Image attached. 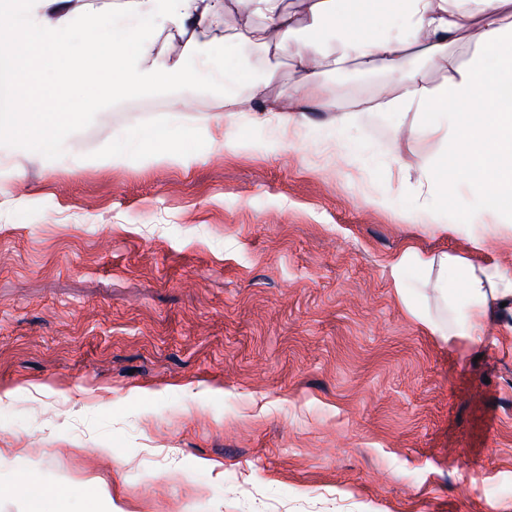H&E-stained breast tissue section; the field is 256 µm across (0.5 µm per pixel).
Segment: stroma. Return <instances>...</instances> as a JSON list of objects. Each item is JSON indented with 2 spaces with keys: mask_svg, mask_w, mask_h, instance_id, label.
Here are the masks:
<instances>
[{
  "mask_svg": "<svg viewBox=\"0 0 512 512\" xmlns=\"http://www.w3.org/2000/svg\"><path fill=\"white\" fill-rule=\"evenodd\" d=\"M125 23L124 0H61ZM225 23L155 55L211 44L191 90L115 97L90 75L51 154L0 136V512L19 485L80 489L101 512H512V310L480 344L458 336L461 274L444 256L512 269L448 197L431 228L402 223L434 142L412 116L318 102L282 127L250 101L222 112L226 61L260 49ZM158 103V112L135 111ZM170 126L172 155L146 136ZM437 224L452 232H434ZM483 252L471 249L475 237ZM409 265L398 292L392 262Z\"/></svg>",
  "mask_w": 512,
  "mask_h": 512,
  "instance_id": "35a3bbf8",
  "label": "stroma"
}]
</instances>
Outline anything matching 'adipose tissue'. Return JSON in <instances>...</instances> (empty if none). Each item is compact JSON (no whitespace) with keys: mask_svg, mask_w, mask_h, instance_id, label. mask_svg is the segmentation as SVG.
<instances>
[{"mask_svg":"<svg viewBox=\"0 0 512 512\" xmlns=\"http://www.w3.org/2000/svg\"><path fill=\"white\" fill-rule=\"evenodd\" d=\"M368 0H304L302 12L287 8L285 0H249L251 11L265 25L234 28V39L251 42L265 56V76L256 79L239 63L229 62L230 73L248 82L253 99L280 125H290L308 100H325L327 91L318 81L319 69L344 71L355 67L364 72L386 71L394 93L383 111L415 113L414 136H431L436 150L423 154L411 189L421 203L416 212L404 215L408 224L426 223L438 199L465 187L471 222L493 217L512 224V0H388L397 18L395 34L369 38L356 33L364 21ZM131 25L115 27L105 18L96 23L101 39L90 42L84 57L67 51L70 19L65 15L41 18L27 29L23 51L12 61L22 67L30 58L41 57L53 67V80L42 71H30L27 96L31 99L60 96L69 87L82 84L90 69L109 75L111 87L137 89L166 83H188V61L204 54L193 43L162 62L152 59L154 47L146 31L160 27L170 37L188 30H202L214 17L226 15L228 0H129ZM472 39L475 50L461 60L453 45ZM289 55L298 81L288 86L285 100L270 99L266 88L277 77L278 59ZM412 56L428 58L444 73L435 83L421 68L410 69ZM438 110L437 123L423 121L425 112ZM61 112L0 111V129L12 139L35 142L51 153L61 144ZM446 265L464 270L466 308L460 319V334L478 341L483 319L494 302L512 300V269L497 262L474 265L449 256Z\"/></svg>","mask_w":512,"mask_h":512,"instance_id":"1","label":"adipose tissue"}]
</instances>
